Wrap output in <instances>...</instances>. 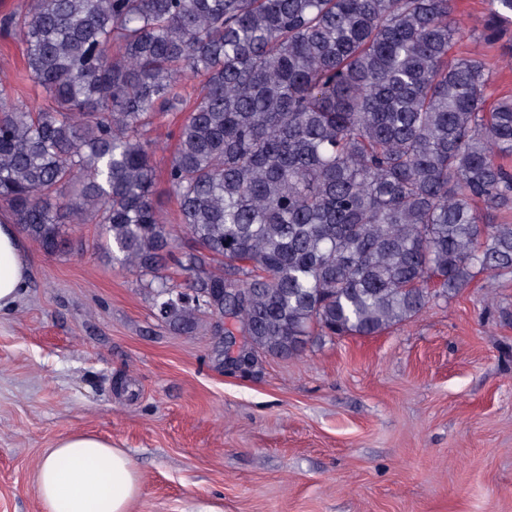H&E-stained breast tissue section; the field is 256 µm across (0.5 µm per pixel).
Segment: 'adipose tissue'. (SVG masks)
I'll list each match as a JSON object with an SVG mask.
<instances>
[{
    "label": "adipose tissue",
    "mask_w": 512,
    "mask_h": 512,
    "mask_svg": "<svg viewBox=\"0 0 512 512\" xmlns=\"http://www.w3.org/2000/svg\"><path fill=\"white\" fill-rule=\"evenodd\" d=\"M29 262L15 225L0 222V311L17 303ZM43 512H130L141 493L140 475L126 450L91 433L56 441L36 476Z\"/></svg>",
    "instance_id": "obj_1"
}]
</instances>
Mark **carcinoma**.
Listing matches in <instances>:
<instances>
[{
	"instance_id": "obj_1",
	"label": "carcinoma",
	"mask_w": 512,
	"mask_h": 512,
	"mask_svg": "<svg viewBox=\"0 0 512 512\" xmlns=\"http://www.w3.org/2000/svg\"><path fill=\"white\" fill-rule=\"evenodd\" d=\"M488 4L492 45L512 0ZM3 29L47 98L0 95L5 220L57 256L100 225L113 263L153 276L157 320L231 322L238 371L512 274V224L479 212L512 209V96L486 107V59L450 56L454 0H26ZM167 112L177 226L147 136Z\"/></svg>"
}]
</instances>
